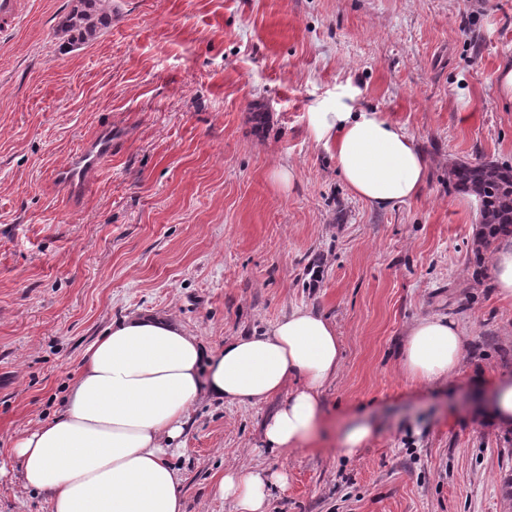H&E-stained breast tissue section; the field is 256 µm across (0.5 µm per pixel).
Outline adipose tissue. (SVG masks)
<instances>
[{"instance_id":"ef3b65f1","label":"adipose tissue","mask_w":512,"mask_h":512,"mask_svg":"<svg viewBox=\"0 0 512 512\" xmlns=\"http://www.w3.org/2000/svg\"><path fill=\"white\" fill-rule=\"evenodd\" d=\"M360 95L352 81L339 84L312 107L308 130L352 193L386 210L419 195L428 163L405 126ZM465 350L457 321L420 317L408 328L400 369L442 386ZM340 367L336 327L312 309H293L262 335L231 338L215 353L170 318L134 314L87 347L63 414L26 430L12 454L23 486L45 494L50 512H184L170 459L201 397L257 405L288 391L265 424L264 445L300 448L323 419L322 395ZM287 480L280 471L230 467L217 492L236 512H268L267 486Z\"/></svg>"}]
</instances>
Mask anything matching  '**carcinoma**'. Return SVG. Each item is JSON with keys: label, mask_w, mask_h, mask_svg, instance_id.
Returning <instances> with one entry per match:
<instances>
[{"label": "carcinoma", "mask_w": 512, "mask_h": 512, "mask_svg": "<svg viewBox=\"0 0 512 512\" xmlns=\"http://www.w3.org/2000/svg\"><path fill=\"white\" fill-rule=\"evenodd\" d=\"M111 23L112 6L104 0H78L63 22L62 33L67 44H81L94 39ZM448 174L456 186L478 198L475 259L480 268L484 252L492 243L505 233H512V166L495 161L457 162Z\"/></svg>", "instance_id": "obj_1"}]
</instances>
